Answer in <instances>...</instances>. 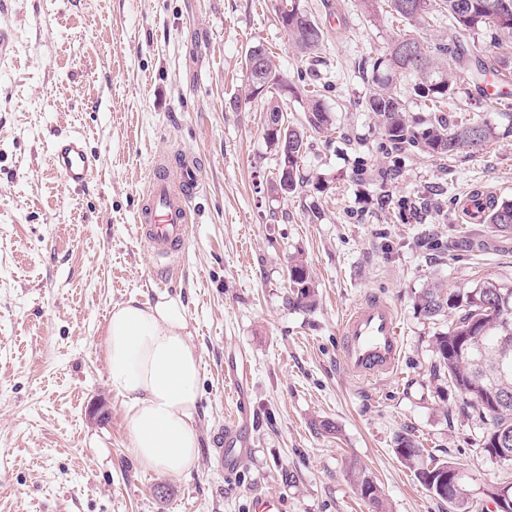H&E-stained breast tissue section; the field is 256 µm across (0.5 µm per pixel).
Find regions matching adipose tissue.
Instances as JSON below:
<instances>
[{"mask_svg": "<svg viewBox=\"0 0 512 512\" xmlns=\"http://www.w3.org/2000/svg\"><path fill=\"white\" fill-rule=\"evenodd\" d=\"M105 351L108 384L127 400L133 458L142 469L167 475L191 471L200 448V365L181 296L114 305Z\"/></svg>", "mask_w": 512, "mask_h": 512, "instance_id": "obj_1", "label": "adipose tissue"}]
</instances>
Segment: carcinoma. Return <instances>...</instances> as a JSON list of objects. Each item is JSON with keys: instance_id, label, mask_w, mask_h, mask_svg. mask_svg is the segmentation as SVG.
<instances>
[{"instance_id": "cac0c4a2", "label": "carcinoma", "mask_w": 512, "mask_h": 512, "mask_svg": "<svg viewBox=\"0 0 512 512\" xmlns=\"http://www.w3.org/2000/svg\"><path fill=\"white\" fill-rule=\"evenodd\" d=\"M386 12L403 24L402 33L381 48L372 58L371 80L365 96V108L380 124L383 153L398 165L400 155L414 150L427 157H449L465 149H480L498 138L497 127L476 117L461 124H449L441 105L457 99L460 86L472 82L481 85L489 80L498 84L512 81V52H494L483 59H471L462 37L494 30L512 42V0H384ZM448 19L452 45L425 40L424 30L430 21ZM288 41L304 55L318 51L324 31L301 6V0H288ZM452 56L458 71L444 66ZM403 75L415 77L414 93L431 103L432 113L426 120L413 121L406 116L397 80ZM332 122L320 94L309 91L305 123L288 124L284 141L288 153L278 155L277 175L269 182L275 194L293 195L305 184L300 166L308 147V132L331 129ZM484 221L497 232L512 234V201L487 200ZM295 276L289 282L294 303L315 306L312 275L307 264L294 259ZM416 307L426 319L453 311L448 331L435 336L433 371L454 388L461 399L459 410L466 414L476 410L484 424L481 452L488 458L501 454L496 440L508 439L506 451L512 455V374L498 381L500 395L495 402L483 397L478 386V365L458 354L460 338L470 342L477 353H485L484 370H491V355L499 346L504 327L512 329V287L506 289L484 281L466 292H455L435 282L422 289ZM396 453L416 480L431 494L448 503L450 512H512V480L482 490L474 495L472 485L455 484L460 469L452 462L429 458L427 449L416 437L404 433L397 437ZM357 496L373 512H384L385 505L374 477L363 468L352 469Z\"/></svg>"}]
</instances>
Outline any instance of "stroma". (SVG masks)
I'll use <instances>...</instances> for the list:
<instances>
[{
  "label": "stroma",
  "mask_w": 512,
  "mask_h": 512,
  "mask_svg": "<svg viewBox=\"0 0 512 512\" xmlns=\"http://www.w3.org/2000/svg\"><path fill=\"white\" fill-rule=\"evenodd\" d=\"M15 40L0 64V512H249L256 495L284 512H369L353 465L366 467L386 512H448L398 460L415 435L476 485L512 478L480 452L484 426L434 378L433 340L449 316L424 319L415 295L439 282L463 291L512 285V235L464 224L470 191L512 201V136L480 152L390 166L361 102L375 49L394 37L360 0H302L324 27L321 48L295 51L278 0H6ZM263 44L288 117L304 123L307 86L333 122L312 135L299 194L272 197L276 155L259 104L235 109L245 55ZM508 98L467 85L448 114L504 125ZM83 135L91 179L67 185L51 167L57 137ZM198 162L196 221L166 288L136 234L154 156ZM305 260L316 305L288 302L287 262ZM181 295L201 363L197 466L184 475L139 467L126 400L111 391L105 328L113 305ZM387 300L404 332L396 376L357 381L340 363L342 315ZM245 354L252 448L225 476L212 436L234 412L224 362ZM329 420L337 434L317 430Z\"/></svg>",
  "instance_id": "stroma-1"
}]
</instances>
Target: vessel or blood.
Masks as SVG:
<instances>
[{
	"label": "vessel or blood",
	"mask_w": 512,
	"mask_h": 512,
	"mask_svg": "<svg viewBox=\"0 0 512 512\" xmlns=\"http://www.w3.org/2000/svg\"><path fill=\"white\" fill-rule=\"evenodd\" d=\"M51 165L67 184L81 185L94 171V159L84 140L69 136L51 154ZM201 181L198 164L183 155L155 158L149 184L137 215L140 239L159 261L182 253L192 222L191 201ZM342 365L363 380H375L397 371L403 340L394 308L386 300L368 297L348 310L341 322ZM227 382L239 395L236 412L224 426V446L219 460L227 474H236L251 446L248 409L244 394L250 383L246 359L232 361L224 369Z\"/></svg>",
	"instance_id": "vessel-or-blood-1"
}]
</instances>
